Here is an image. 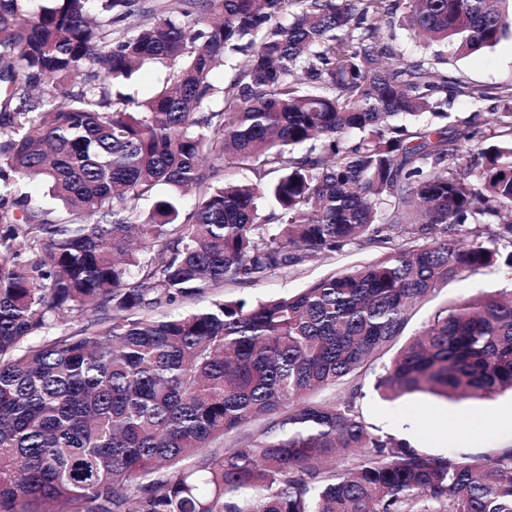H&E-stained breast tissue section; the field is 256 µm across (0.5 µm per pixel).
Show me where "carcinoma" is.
<instances>
[{
    "mask_svg": "<svg viewBox=\"0 0 512 512\" xmlns=\"http://www.w3.org/2000/svg\"><path fill=\"white\" fill-rule=\"evenodd\" d=\"M400 5L428 45L512 36V0H168L149 23L138 0H0V512H512V447L435 456L357 409L378 361L385 400L512 392V296L447 306L384 360L436 288L512 272V89L482 123H420L485 93L398 57L379 18ZM145 61L162 86L113 93ZM226 162L256 181L217 183ZM351 244L382 255L155 314Z\"/></svg>",
    "mask_w": 512,
    "mask_h": 512,
    "instance_id": "cac0c4a2",
    "label": "carcinoma"
}]
</instances>
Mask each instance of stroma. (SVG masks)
Instances as JSON below:
<instances>
[{"label": "stroma", "mask_w": 512, "mask_h": 512, "mask_svg": "<svg viewBox=\"0 0 512 512\" xmlns=\"http://www.w3.org/2000/svg\"><path fill=\"white\" fill-rule=\"evenodd\" d=\"M445 60L443 69L449 81L474 85L486 91L488 100L474 105L464 98L454 99L448 111L450 121L462 124L481 121L486 112L496 107V97L512 88V38L471 54H459L452 47L438 48ZM377 251L349 246L329 258H318L299 271L257 285L225 284V296L253 300L272 295L296 293L311 282L332 272L376 260ZM512 291V276L497 267L463 274L436 291L417 308L405 334L413 336L440 309L464 297L485 292ZM362 394L357 407L373 433L405 440L441 456L451 448H467L475 452L489 447L512 444V395L502 394L490 400L454 403L432 396L406 395L394 401L383 400L374 389V374L361 378Z\"/></svg>", "instance_id": "1"}]
</instances>
